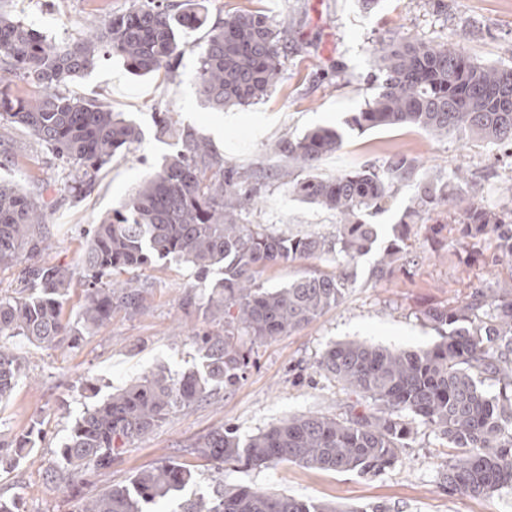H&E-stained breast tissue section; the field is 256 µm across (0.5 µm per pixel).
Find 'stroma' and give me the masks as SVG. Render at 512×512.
Instances as JSON below:
<instances>
[{"label": "stroma", "mask_w": 512, "mask_h": 512, "mask_svg": "<svg viewBox=\"0 0 512 512\" xmlns=\"http://www.w3.org/2000/svg\"><path fill=\"white\" fill-rule=\"evenodd\" d=\"M142 0H11L10 10L48 39L64 43L80 38L88 20L109 18ZM208 25L241 10L256 11L290 30L282 57L281 78L264 98L250 105L216 110L199 97L196 72L206 41V27L185 28V53L169 74L138 75L123 59L101 53L93 68L60 87V94L107 105L134 122L141 138L117 153L99 171L92 189L78 193L71 169L56 160L50 146L23 126L0 121V179L41 196L49 226L50 246L35 258L20 256L0 266V296L29 290L31 264H66L73 279L64 313L74 316L86 282L81 265L88 225L121 207L136 185L164 156L174 153L175 138L159 135L157 122L170 113L178 128L205 138L214 152L232 162L259 203L242 212L244 224H262L277 234L334 235V212L300 198L278 179L286 164L276 146L316 127L344 133L337 153L323 157L315 173L331 178L363 166L384 167L393 156L416 161L414 181L395 187L387 210L365 215L377 242L358 259L342 301L300 330L263 343L239 339L249 360L235 387L214 389L200 402L176 408L149 435L131 441L107 468L80 474L77 490L91 495L127 482L137 470L175 458L193 465L196 480L160 504V512H181L187 501L212 495L219 478L257 490L298 499L336 503L345 512H512V487L473 498L449 493L441 461L451 455L438 431L412 421L411 437L398 462L371 475L332 472L282 462L266 468H239L217 476L211 464L189 452L197 439L229 426L240 437L257 434L279 421L320 413L344 417L354 396L318 369L326 349L338 342L368 341L419 350L441 340L428 322L431 308L453 309L475 291L493 286L506 265L492 266L494 240L467 237L461 217L441 208L410 225L401 258L390 277L371 272L383 249L395 238L397 224L412 206L422 183L456 186L464 171L467 189L493 207L512 203V150L465 139L451 132L434 136L416 128L351 130L348 120L374 94L367 77L375 48L397 38L426 43H452L476 63L512 69V0H381L364 10L359 0H205ZM330 259L296 260L268 267L259 282L280 288L314 272L332 273ZM145 288L147 308L131 317L118 312L98 334L78 346H36L24 338L8 345L25 362L9 399L0 402V441L13 442L33 431L32 454L13 469L0 472V495L16 498L20 512H74L73 490L56 486L46 476L70 425L97 398L140 378L157 366L173 376L199 368L202 353L193 335L220 330L221 322L203 310L184 308L192 293L207 298L209 290L194 269L180 261L161 262L122 272Z\"/></svg>", "instance_id": "stroma-1"}]
</instances>
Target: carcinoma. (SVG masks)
<instances>
[{
  "label": "carcinoma",
  "instance_id": "obj_1",
  "mask_svg": "<svg viewBox=\"0 0 512 512\" xmlns=\"http://www.w3.org/2000/svg\"><path fill=\"white\" fill-rule=\"evenodd\" d=\"M205 21L201 0H186L181 8L169 0H146L60 45L0 8V119L26 127L74 167L81 193L116 153L139 141L140 132L110 108L67 98L57 87L93 66L104 48L135 72H169L184 53L179 30ZM287 45L288 27L261 13L228 16L208 31L196 75L199 95L220 109L263 98L280 79ZM374 66L385 72L384 83L352 117L353 126L414 127L438 136L455 132L512 146L511 69L482 66L446 43L408 38L375 50ZM21 78L32 90L16 95L11 85ZM158 133L176 137L180 148L121 209L92 225L82 256L87 288L75 320L63 311L72 281L63 264L30 268L37 293L0 297V402L23 374L22 361L3 339L77 345L116 312L144 311L145 289L138 282L105 281L116 271L175 259L192 265L205 281L219 272L221 277L210 282L206 309L224 317V329L197 336L201 368L177 379L159 368L110 394L75 422L60 448V462L48 470L51 481L66 488L83 470L112 463L113 452L150 434L173 409L204 400L214 387L235 386L248 365L238 336L263 342L307 326L335 307L348 288V268L377 240L376 229L361 215L385 210L392 188L417 173L412 162L396 156L382 169L298 180L294 170H313L324 156L339 151L343 133L318 127L285 139L276 146L286 159L278 178L308 202L335 212L340 224L332 237L283 236L262 224L239 222L255 195L242 191L235 166L205 139L176 129L169 116L160 119ZM447 203L461 208L467 236L495 238L492 263L512 259V208L486 207L461 187L451 194L445 185L423 186L417 206L405 211L400 224H414L421 212ZM47 230L35 200L0 180V266L24 252L35 254ZM400 241L399 236L383 250L374 277L392 274ZM329 256L343 266L340 273L303 276L282 288L258 282L263 270L279 262ZM491 292H477L451 310L425 311L430 322L448 327L432 347L411 352L350 341L328 348L319 369L356 395L346 417L291 416L245 440L222 428L198 439L191 453L220 473L240 463L261 468L280 462L376 473L392 466L406 447L405 418L411 416L447 437L455 451L443 464L451 491L479 497L512 487V289L506 285ZM487 380L498 385V392L483 389ZM32 449L27 435L13 445L0 444V470L14 468ZM194 479L190 465L169 458L136 471L125 484L80 498L75 512H143L145 505L165 500ZM186 512L345 510L226 482Z\"/></svg>",
  "mask_w": 512,
  "mask_h": 512
}]
</instances>
